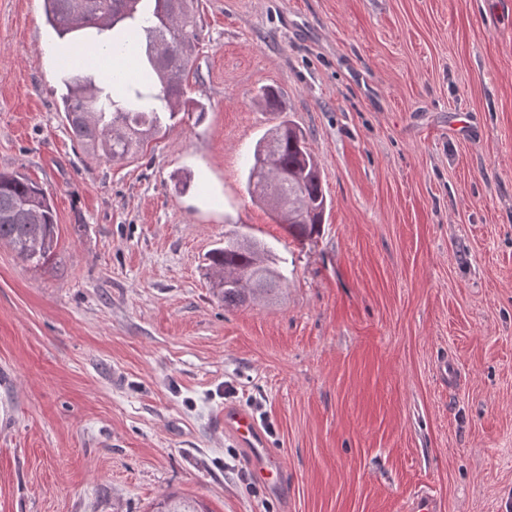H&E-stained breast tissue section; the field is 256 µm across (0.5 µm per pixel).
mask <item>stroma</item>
I'll return each instance as SVG.
<instances>
[{
	"label": "stroma",
	"mask_w": 512,
	"mask_h": 512,
	"mask_svg": "<svg viewBox=\"0 0 512 512\" xmlns=\"http://www.w3.org/2000/svg\"><path fill=\"white\" fill-rule=\"evenodd\" d=\"M188 97L120 164L73 141L40 0H0V172L53 199L0 242V512H512V0H197ZM284 93L331 208L298 241L247 191ZM190 173L179 192L173 176ZM240 227L287 281L227 305ZM454 363L455 384L438 372ZM288 470L253 478L224 411ZM51 197L21 174L0 173V241L34 267L45 265L57 244ZM152 512H209V510L199 501L167 494L156 503V507Z\"/></svg>",
	"instance_id": "stroma-1"
}]
</instances>
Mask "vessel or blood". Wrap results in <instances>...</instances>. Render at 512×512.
Segmentation results:
<instances>
[{"instance_id": "1", "label": "vessel or blood", "mask_w": 512, "mask_h": 512, "mask_svg": "<svg viewBox=\"0 0 512 512\" xmlns=\"http://www.w3.org/2000/svg\"><path fill=\"white\" fill-rule=\"evenodd\" d=\"M224 429L245 448L248 466L257 479L267 489L279 490L286 478V467L281 456L270 450L254 417L240 409H225Z\"/></svg>"}]
</instances>
